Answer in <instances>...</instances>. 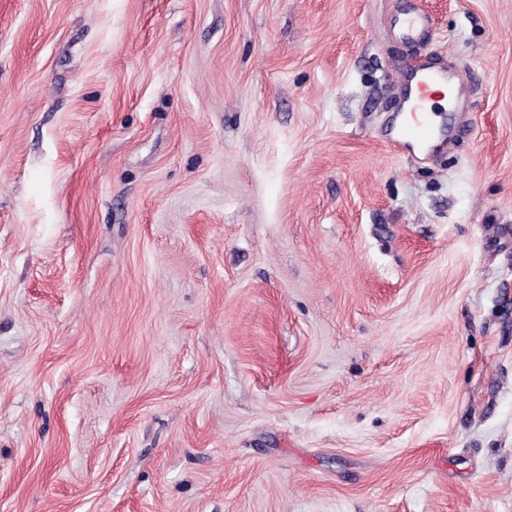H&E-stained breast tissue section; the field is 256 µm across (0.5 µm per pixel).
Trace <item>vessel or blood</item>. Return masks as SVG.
Wrapping results in <instances>:
<instances>
[{
    "instance_id": "obj_1",
    "label": "vessel or blood",
    "mask_w": 512,
    "mask_h": 512,
    "mask_svg": "<svg viewBox=\"0 0 512 512\" xmlns=\"http://www.w3.org/2000/svg\"><path fill=\"white\" fill-rule=\"evenodd\" d=\"M398 23L402 36L409 40L418 38L430 27L429 17L414 7L404 11ZM464 79L461 71L451 72L429 67L418 68L402 75L401 85L408 94L412 116L399 125L394 135V150L424 148L435 141L439 129L426 104L436 87L442 86L452 92Z\"/></svg>"
}]
</instances>
